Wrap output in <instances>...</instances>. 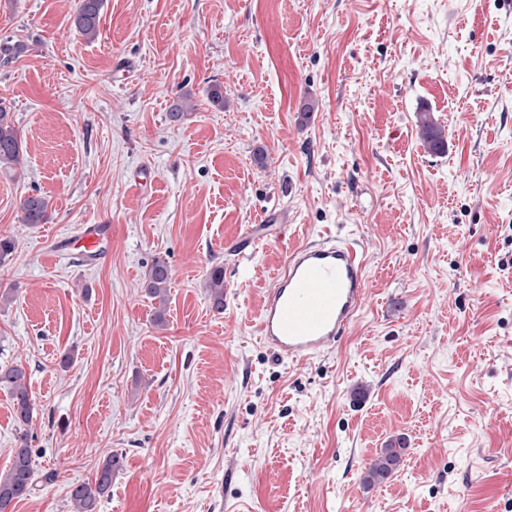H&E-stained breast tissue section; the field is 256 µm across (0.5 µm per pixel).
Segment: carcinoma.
<instances>
[{"instance_id":"carcinoma-1","label":"carcinoma","mask_w":512,"mask_h":512,"mask_svg":"<svg viewBox=\"0 0 512 512\" xmlns=\"http://www.w3.org/2000/svg\"><path fill=\"white\" fill-rule=\"evenodd\" d=\"M104 9V0H79L73 17L74 28L88 39L97 36ZM21 44L10 38L0 40V63L7 64L17 58ZM420 137L427 150L439 154L445 150L444 130L429 112L421 113ZM22 141L18 130L9 118L5 106H0V169L10 170L19 164ZM23 222L32 226L48 220V201L41 195H31L22 203ZM169 270L167 263L157 258L146 276V291L159 303L155 323L163 321L162 308L167 304ZM207 288L214 308H224V268H213L207 277ZM0 388L11 396L15 416L22 429L16 438L12 462L7 472L0 473V512L16 499L28 496L37 484L38 476L33 460L29 433L24 429L33 416V404L29 395L26 370L16 364L0 367ZM404 440L399 438L380 449L376 458L366 470L363 482L373 486L388 479L402 462ZM121 468V456L111 454L104 459L94 483H82L70 491L74 512H97L100 498L112 485L113 474Z\"/></svg>"}]
</instances>
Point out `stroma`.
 Returning <instances> with one entry per match:
<instances>
[{"mask_svg": "<svg viewBox=\"0 0 512 512\" xmlns=\"http://www.w3.org/2000/svg\"><path fill=\"white\" fill-rule=\"evenodd\" d=\"M76 4L0 0L26 46L0 64L23 142L0 170V365L27 372L40 475L7 512H73L113 453L99 512H512V0H106L93 39ZM82 224L111 225L106 261L72 263ZM321 238L362 244L365 302L333 349L283 360L258 310ZM419 130L421 140L428 151L439 154L445 150L446 140L444 130L431 116V113H421ZM48 201L41 195L28 196L22 203L23 222L32 226L48 220ZM169 270L167 263L160 258L155 259L146 276V291L148 295L157 300L159 308L155 314V323L163 321V308L167 304ZM404 449L405 443L401 438L381 448L364 474V484L373 486L388 479L400 466ZM121 455L111 454L104 459L97 472L94 484L82 483L70 491L74 512H97L100 498L112 485V476L121 465Z\"/></svg>", "mask_w": 512, "mask_h": 512, "instance_id": "1", "label": "stroma"}]
</instances>
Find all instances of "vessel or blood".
Returning a JSON list of instances; mask_svg holds the SVG:
<instances>
[{
  "mask_svg": "<svg viewBox=\"0 0 512 512\" xmlns=\"http://www.w3.org/2000/svg\"><path fill=\"white\" fill-rule=\"evenodd\" d=\"M107 224L84 225L77 243L80 260L103 262ZM363 248L356 241L325 239L289 255L263 300L258 334L280 358L305 361L335 346L363 305Z\"/></svg>",
  "mask_w": 512,
  "mask_h": 512,
  "instance_id": "b4317fda",
  "label": "vessel or blood"
}]
</instances>
